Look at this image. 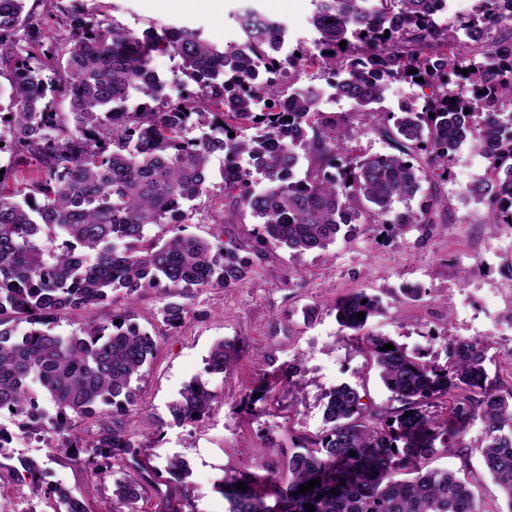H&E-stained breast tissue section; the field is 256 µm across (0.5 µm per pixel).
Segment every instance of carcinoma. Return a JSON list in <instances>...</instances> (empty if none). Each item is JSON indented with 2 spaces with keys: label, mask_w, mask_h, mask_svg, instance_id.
Segmentation results:
<instances>
[{
  "label": "carcinoma",
  "mask_w": 512,
  "mask_h": 512,
  "mask_svg": "<svg viewBox=\"0 0 512 512\" xmlns=\"http://www.w3.org/2000/svg\"><path fill=\"white\" fill-rule=\"evenodd\" d=\"M8 2L0 5V76L8 82L0 84V153L14 162L34 158L40 168L20 188L7 190L0 180V412L39 427L31 389L38 385L55 408L54 429L67 432L60 450L94 448L90 464L103 478L115 474V465L133 468L114 481L113 496L123 506L162 484L167 512H177L176 487L142 462L143 445L126 426L157 340L127 310L70 336L53 334V324L108 304L116 291L133 301L159 289L172 298L165 322L176 328L187 308L175 298L247 276L250 263L236 247L179 232L161 241L149 233L153 226L176 227L175 214L189 217V203L207 189L215 154H224V193L258 220L265 241L296 256L327 249L358 224L424 231L438 223L443 200L422 193V175L448 179V159L465 146L488 162L465 197L480 205L485 223L512 228V0H478L456 27L436 22L446 0H377L372 8L367 0H312L314 50L286 58L275 38L279 24H255L253 8L237 15L243 39L222 47L186 27L139 36L82 9L68 12L46 43L36 7ZM433 44L439 50L423 55ZM157 51L179 60L174 81L182 95L174 99L171 80L150 73ZM304 60L335 77L338 96L391 141L392 151L344 154L358 133L352 117L322 110L313 89L293 97L281 83L282 73ZM394 82L418 93L385 112L381 104ZM57 97L68 100V109L54 107ZM125 99L136 109L118 118L112 103ZM214 122L223 123L224 140L190 137L194 127ZM414 153L424 154V163L414 164ZM256 175L260 190L252 188ZM397 202L406 209L395 211ZM335 310L341 330L356 335L378 302L358 292L336 300ZM18 322L27 328L18 331ZM362 341L401 407L367 414L355 388L330 390L323 396L326 428L290 456L286 475L268 476L279 485L277 503L255 492L257 473L233 471L218 485L227 512H308L306 503L315 512H479L454 473L421 467L435 453L462 446L475 420L483 425L478 448L485 466L512 512V391L498 392L489 378L487 340H452L443 367L388 336L365 333ZM238 354L234 341L215 343L204 373H230ZM451 390L457 391L451 423H441L433 400ZM213 399L208 381L196 376L169 411L197 425ZM76 418L96 422L91 442L70 431ZM406 469L414 477L399 478ZM23 470L20 481L40 486L44 470L36 460L25 461ZM317 478L320 485L299 493ZM238 482L248 490L236 488ZM44 493L65 512H87L83 498L64 486L49 485Z\"/></svg>",
  "instance_id": "carcinoma-1"
}]
</instances>
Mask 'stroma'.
Instances as JSON below:
<instances>
[{
  "mask_svg": "<svg viewBox=\"0 0 512 512\" xmlns=\"http://www.w3.org/2000/svg\"><path fill=\"white\" fill-rule=\"evenodd\" d=\"M57 8L79 7L143 34L163 25H186L216 44L241 36L236 16L253 8L281 18L292 33V46H312L311 0H222L219 14L205 10H170L155 0H56ZM486 159L471 149L457 153L448 180L423 181L424 192L448 200L439 224L424 233L415 229L377 235L358 225L351 236H339L322 251L300 256L264 241L260 226L239 213L224 193L223 157L212 161L207 190L193 203L185 234L213 242L234 243L251 269L227 288L193 291L184 303L180 327L163 320L166 297L156 289L135 301L114 293L110 306L91 305L61 318L54 331L68 336L83 324H105L113 313L131 309L134 320L156 336L153 362L144 367L135 410L128 428L144 444L151 466L165 469L183 459L189 474L178 487L180 512H225L216 489L225 472L255 469L283 461L316 438L325 427L323 396L336 386L357 389L369 413L397 409L379 371L360 340L342 331L334 305L338 297L366 292L379 309L366 330L392 338L408 349H423L428 358L446 364L451 338L484 336L489 341L485 366L490 377L512 382V354L499 347L500 333L512 331L502 316L512 310V229L490 228L481 221L479 205L465 200L463 190L484 175ZM418 285L420 299L405 297L404 288ZM239 340L243 351L230 374L210 378L216 398L200 426L180 425L169 413L183 385L202 373L214 343ZM297 366L302 391L290 390L282 372ZM266 392V412L251 410L248 398ZM0 430L11 436L0 449V512H60L54 500L14 479L22 461L43 463L44 479L84 493L92 512H112L117 502L111 481L99 480L87 467L93 448L57 451L61 438L52 429L21 431L9 414L0 415ZM481 422L466 432L461 448L428 460V467L457 473L473 492L481 512H505L500 487L487 471L477 444Z\"/></svg>",
  "mask_w": 512,
  "mask_h": 512,
  "instance_id": "stroma-1",
  "label": "stroma"
}]
</instances>
